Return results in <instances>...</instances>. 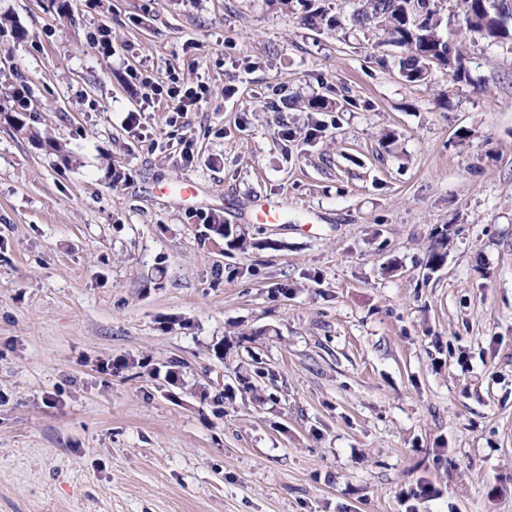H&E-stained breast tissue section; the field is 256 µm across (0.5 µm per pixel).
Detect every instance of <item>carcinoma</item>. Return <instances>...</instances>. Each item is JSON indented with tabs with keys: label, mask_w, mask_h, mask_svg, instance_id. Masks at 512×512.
Listing matches in <instances>:
<instances>
[{
	"label": "carcinoma",
	"mask_w": 512,
	"mask_h": 512,
	"mask_svg": "<svg viewBox=\"0 0 512 512\" xmlns=\"http://www.w3.org/2000/svg\"><path fill=\"white\" fill-rule=\"evenodd\" d=\"M408 0H357L351 20L361 28L374 27L386 35V43L402 50L399 58L400 74L409 83L427 80L434 66H444L453 71V76L464 73L462 48L448 42L441 31L440 10L418 0L424 18L420 26H413L407 15ZM454 8L462 16L467 32L493 40H512V27L496 15V11L485 9L489 0H453ZM305 12L304 21L314 29H331L338 20L315 3V0H297ZM26 110L22 98L0 94V114L11 115L13 127L22 134L31 132L26 121Z\"/></svg>",
	"instance_id": "carcinoma-1"
}]
</instances>
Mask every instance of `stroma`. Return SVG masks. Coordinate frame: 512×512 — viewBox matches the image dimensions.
<instances>
[{
	"mask_svg": "<svg viewBox=\"0 0 512 512\" xmlns=\"http://www.w3.org/2000/svg\"><path fill=\"white\" fill-rule=\"evenodd\" d=\"M71 5L0 0L65 148L0 119V512H512V43L444 10L466 75L410 83L351 0ZM296 2L306 13L304 21L313 29H331L337 26L338 20L334 16H330L329 12L321 5L317 6L315 0H297ZM136 74L140 83L151 91L147 94L145 100L147 106L144 110L155 102L164 100L168 103L170 112H187L205 100L207 89L204 84L170 86L164 85L152 71L147 70Z\"/></svg>",
	"mask_w": 512,
	"mask_h": 512,
	"instance_id": "obj_1",
	"label": "stroma"
}]
</instances>
